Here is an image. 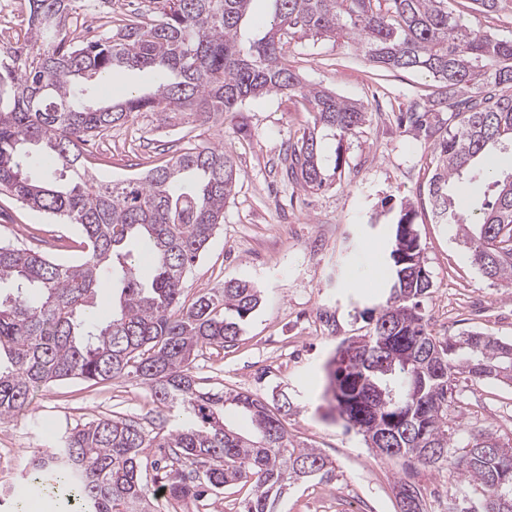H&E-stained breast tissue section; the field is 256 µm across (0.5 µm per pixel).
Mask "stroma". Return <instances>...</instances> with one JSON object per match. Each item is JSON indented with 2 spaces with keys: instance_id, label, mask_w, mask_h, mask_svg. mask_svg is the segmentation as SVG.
<instances>
[{
  "instance_id": "stroma-1",
  "label": "stroma",
  "mask_w": 512,
  "mask_h": 512,
  "mask_svg": "<svg viewBox=\"0 0 512 512\" xmlns=\"http://www.w3.org/2000/svg\"><path fill=\"white\" fill-rule=\"evenodd\" d=\"M152 13L154 0H106L103 18L78 17L69 34L87 37L107 30V17L130 9ZM470 26L512 39V7L495 13L472 10L468 0H448ZM292 69L307 86L326 88L363 104L369 120L345 138L346 164L336 185L311 192L287 179L283 157L290 141L311 125L303 99L272 93L250 99L237 112L204 126L166 122L143 112L96 136L86 164L103 181L144 175L178 155L187 142L220 144L236 159L240 175L218 228L199 262L183 280V297L238 279L263 291L261 306L247 319L234 346L207 349L193 371L203 390L233 389L271 399L287 393L289 436L319 448L336 466L335 495L320 510V484L292 488L280 512H399L396 462L375 456L361 435L342 420L325 417L324 365L342 339L364 335L363 310L385 295L380 270L391 224L412 204L424 264L433 287L424 299L429 328L439 337L468 331L512 343V284L482 276L456 240V228L436 223L428 185L437 166L431 141L399 129L397 113L432 97L436 83L423 73L384 72L343 41L299 40L285 47ZM81 231L0 193V242L18 245L69 264L80 257ZM328 313L327 331L318 319ZM459 396L448 409L450 425L484 426L512 441V386L457 378ZM150 424L169 410L153 403L139 380L127 377L94 384L80 380L37 391L29 411L0 423V497L21 512H80L33 489L26 473L34 455L60 448L67 430L112 412Z\"/></svg>"
}]
</instances>
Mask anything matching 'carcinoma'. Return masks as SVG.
Instances as JSON below:
<instances>
[{"instance_id":"1","label":"carcinoma","mask_w":512,"mask_h":512,"mask_svg":"<svg viewBox=\"0 0 512 512\" xmlns=\"http://www.w3.org/2000/svg\"><path fill=\"white\" fill-rule=\"evenodd\" d=\"M29 2L26 37L0 52V191L78 225L82 256L61 264L0 243V284H13L0 291V421L23 415L49 384L132 376L185 423L147 429L114 415L77 425L63 448L31 462L28 481L64 491L85 512H211L221 491L250 482L242 512H277L290 488L335 479L334 462L288 436V395L274 413L248 393L203 392L192 366L199 351L234 344L262 291L229 280L181 303L185 274L224 223L236 160L219 145L190 146L143 176L107 182L86 167L83 145L139 112L208 122L247 99L289 93L309 102L313 125L288 143L285 172L320 191L346 164L342 146L329 153L327 141L354 134L367 112L304 85L283 46L294 37L341 39L384 71L424 72L438 83L434 97L396 116L397 126L433 141L436 223L456 226L485 277L512 281V172L503 173L497 154L512 145V39L469 28L448 0H269L273 23L247 41L241 27L252 0H158L153 18L128 15L110 35L77 43L63 32L76 0ZM134 70L159 80L153 93L87 101L92 87ZM33 147L50 161L43 177L32 172ZM475 178L491 195L478 208ZM414 219L399 212L385 261L390 295L370 311L365 335L336 347L356 355L345 365L327 361L323 397L364 442L388 434L402 472L398 493L409 500L401 512H425L413 481L421 468L463 480L456 512H512V445L448 426L457 376L512 382V344L480 332L431 333L423 300L432 281ZM135 248L150 255L149 281L133 267ZM108 280L120 294L98 322L92 310ZM377 386L394 396L380 397ZM228 403L249 415L252 434L226 428ZM149 448L158 450L153 467L165 470L164 484L143 479Z\"/></svg>"}]
</instances>
